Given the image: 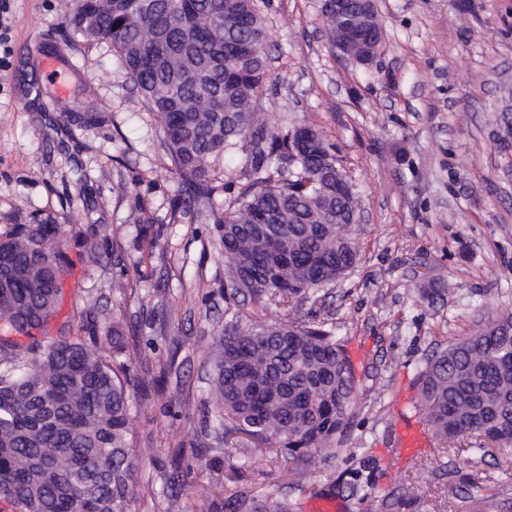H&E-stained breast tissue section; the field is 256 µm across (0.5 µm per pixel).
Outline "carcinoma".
Wrapping results in <instances>:
<instances>
[{"label": "carcinoma", "mask_w": 512, "mask_h": 512, "mask_svg": "<svg viewBox=\"0 0 512 512\" xmlns=\"http://www.w3.org/2000/svg\"><path fill=\"white\" fill-rule=\"evenodd\" d=\"M75 28L118 53L129 79L157 114L163 140L187 190L211 198L215 167L242 146L247 184L233 212L212 210L224 256L239 267L235 293L265 309L320 299L322 288L359 261L356 249L319 211H349L355 190L336 197L318 174L332 146L292 154L296 127L272 131L251 110L267 67V31L256 0H76ZM109 257L92 225L53 218L0 232V501L11 512H132L145 464L128 426L143 379L121 359L118 321L98 310L60 320L63 288L76 262ZM112 337L103 348L99 334ZM214 420L224 457L262 467L277 458L308 462L338 455L356 413L355 373L326 323L265 325L242 319L210 344ZM416 386L433 435L448 443L512 445V313L425 359ZM171 467L220 470L192 450ZM214 512H296L279 495L224 489Z\"/></svg>", "instance_id": "cac0c4a2"}]
</instances>
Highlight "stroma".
<instances>
[{"instance_id":"35a3bbf8","label":"stroma","mask_w":512,"mask_h":512,"mask_svg":"<svg viewBox=\"0 0 512 512\" xmlns=\"http://www.w3.org/2000/svg\"><path fill=\"white\" fill-rule=\"evenodd\" d=\"M324 0H257L269 34L265 86L253 110L276 129L307 124L333 145L357 192L360 220L345 227L354 270L319 303L269 307L258 319L335 322L356 376L358 413L338 457L272 474L193 473L171 490L177 449L222 453L201 432L211 405L208 345L236 306L230 263L212 208L232 210L244 151L222 161L224 187L183 206L159 123L111 46L77 33L67 0H12V53L0 71V231L56 218L94 224L111 262L77 266L66 309L94 306L120 319L144 377L129 427L149 458L136 512H199L238 487L281 493L311 512H468L463 494L483 486L488 512H512V447L437 448L415 459L397 433L421 420L404 406L423 360L496 315L512 313V0H375L379 52L362 65L333 48ZM63 57V87L41 62ZM450 288L432 302L422 291ZM370 484L361 501L351 484ZM421 485L422 499L404 496ZM457 495H449V488Z\"/></svg>"}]
</instances>
